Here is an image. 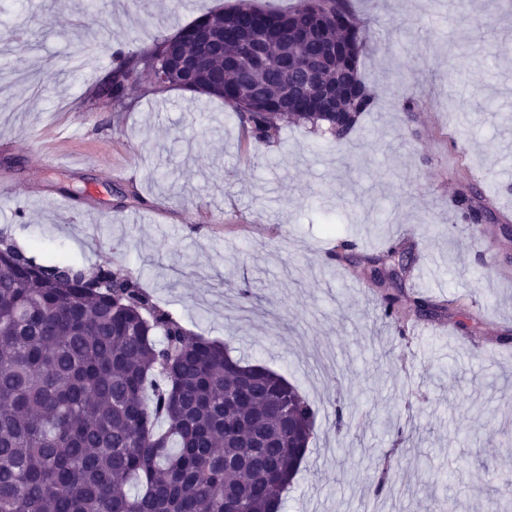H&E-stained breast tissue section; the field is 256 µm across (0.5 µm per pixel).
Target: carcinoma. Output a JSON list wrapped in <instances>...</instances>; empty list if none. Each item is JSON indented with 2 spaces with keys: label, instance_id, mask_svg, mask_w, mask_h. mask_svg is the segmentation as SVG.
<instances>
[{
  "label": "carcinoma",
  "instance_id": "obj_1",
  "mask_svg": "<svg viewBox=\"0 0 512 512\" xmlns=\"http://www.w3.org/2000/svg\"><path fill=\"white\" fill-rule=\"evenodd\" d=\"M245 8L258 20L249 37L267 49L260 71L224 64L242 52L229 31ZM201 19L212 46H186L207 58L194 90L223 100L256 143H273L289 123L341 142L373 110L350 0H302L288 12L238 0ZM327 41L340 52L323 79L339 86L341 103L281 111L278 56H316ZM143 55H115L112 88L102 83L100 96L123 101ZM483 197L472 187L455 193L464 223H479ZM369 261L398 269L396 278L408 251L393 241ZM410 305L434 314L428 299L382 297L387 319ZM316 416L295 385L192 334L127 269L41 262L0 231V512H281ZM255 434L268 447H248ZM487 509L512 512V482Z\"/></svg>",
  "mask_w": 512,
  "mask_h": 512
}]
</instances>
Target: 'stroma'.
<instances>
[{"label": "stroma", "mask_w": 512, "mask_h": 512, "mask_svg": "<svg viewBox=\"0 0 512 512\" xmlns=\"http://www.w3.org/2000/svg\"><path fill=\"white\" fill-rule=\"evenodd\" d=\"M234 2L0 0V65L39 76L0 94V229L140 275L192 333L297 385L317 420L283 512H484L512 476V247L487 224L479 248L450 200L485 176L512 225V54L495 50L512 0H353L376 107L341 145L294 125L255 143L222 100L178 88L96 97L114 52ZM396 239L418 254L406 291L461 308L401 329L369 269L332 255Z\"/></svg>", "instance_id": "stroma-1"}]
</instances>
